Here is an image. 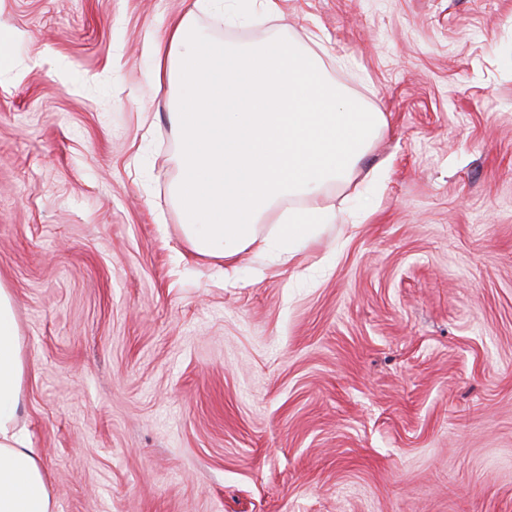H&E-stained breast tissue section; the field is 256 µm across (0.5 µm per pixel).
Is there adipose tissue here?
<instances>
[{
    "label": "adipose tissue",
    "mask_w": 512,
    "mask_h": 512,
    "mask_svg": "<svg viewBox=\"0 0 512 512\" xmlns=\"http://www.w3.org/2000/svg\"><path fill=\"white\" fill-rule=\"evenodd\" d=\"M278 15V0H186L182 15L150 41L152 79L176 86L170 121L178 133L180 178L173 187L196 255L242 261L259 222L275 216L267 243L290 256L335 219L323 188L349 177L385 127L380 112L340 96L315 55L287 41L232 45L196 23L202 12L243 18ZM307 207L277 212L284 198ZM27 366L14 300L0 285V512H55L37 449L18 410Z\"/></svg>",
    "instance_id": "obj_1"
}]
</instances>
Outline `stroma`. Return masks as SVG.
<instances>
[{"mask_svg":"<svg viewBox=\"0 0 512 512\" xmlns=\"http://www.w3.org/2000/svg\"><path fill=\"white\" fill-rule=\"evenodd\" d=\"M387 127L338 223L235 280L193 254L172 91L183 0H0V285L55 512H512V0H279Z\"/></svg>","mask_w":512,"mask_h":512,"instance_id":"35a3bbf8","label":"stroma"}]
</instances>
